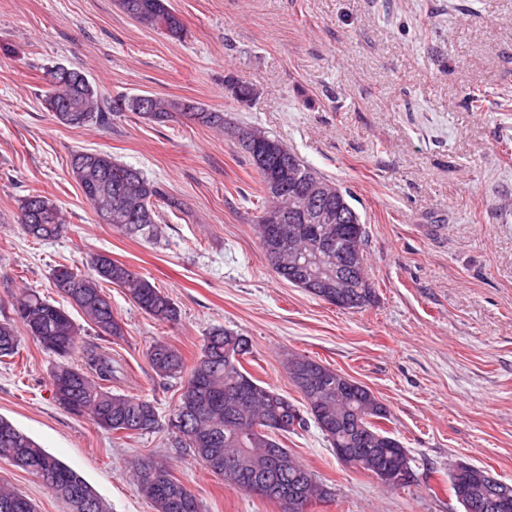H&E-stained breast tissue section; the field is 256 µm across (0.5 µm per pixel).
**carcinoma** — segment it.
<instances>
[{"label":"carcinoma","mask_w":512,"mask_h":512,"mask_svg":"<svg viewBox=\"0 0 512 512\" xmlns=\"http://www.w3.org/2000/svg\"><path fill=\"white\" fill-rule=\"evenodd\" d=\"M123 12L142 27L160 33L171 41H183L188 29L171 0H118ZM224 87L236 102L254 101L257 91L253 84L229 74ZM139 95H118L112 100L98 97L86 75L73 69L66 80L49 85L42 94L46 111L60 124L81 128L96 124L108 126L112 117L136 111ZM153 111L147 119L164 124L181 115L189 121L219 131L225 130L224 113L206 110L187 100L149 97ZM241 127L279 146L271 160L286 167L294 179H307L324 185L327 194L323 204L339 207L345 217V230L353 246L365 253L367 231L359 213L350 203V192L341 189L311 164L306 162L282 140L251 124ZM250 164L258 174L262 205L256 216L259 240H264L262 219L270 210L291 213L301 206V199L292 187L285 186L279 195L266 192L268 173L255 165L252 152L242 146ZM72 177L85 200L102 224L129 237L154 236L161 221L159 203L167 201L160 184L141 170L118 163L112 156L99 152H78L70 161ZM17 223L24 233L35 240L57 237L65 228L66 219L57 201L40 193L29 194L18 201ZM329 231L324 224H308L296 245L307 251H316L325 244ZM268 262H276L277 276L303 288L307 278L289 265L288 251L277 258L270 257L266 244H261ZM92 273L85 274L71 266L53 269L52 279L68 301L76 306L94 327L95 333L114 341L124 339L126 329L112 312V301L104 293L102 284L109 283L123 289L128 299L142 312L161 323H175L180 311L173 299L162 289L121 262L104 253L89 256ZM343 310L362 312L376 303V290L367 271L353 277L351 287L341 289ZM21 325L43 349L54 354L58 362L53 372V391L56 403L71 414L89 416L94 423L112 433L128 435L153 431L158 425V413L148 400L112 389L123 375L121 365L112 359V352L96 343H81L79 326L70 313L35 292L22 291L13 298L12 316L0 322V358L16 354L21 336L16 325ZM246 358L252 354L248 337L241 333L212 328L205 336L201 352L191 369L177 349L157 341L147 350L151 369L159 378H179L188 373L178 405L170 419L188 420L189 432H176L182 448L207 468L211 458L220 457L242 448L248 449L249 466L224 481L248 494L261 488L263 498L280 501L288 495L310 503L331 496L326 485L283 444L281 437L308 426V420L320 424L330 418L339 429L323 433L330 447L350 448L356 456L351 467L379 476V471L412 459L402 443L379 426L389 420L385 405L372 411L374 393L353 380L351 385L336 384V377L325 379L322 387L306 390L299 380L310 372H331V368L302 355H295L298 375L292 383L302 397L296 404L271 387L258 383L242 362L235 359V351ZM80 355L81 363H73ZM360 423L381 438L373 448H361L352 443L351 432ZM0 459L33 474L50 492L63 499L69 512H109L101 497L83 477L0 416ZM451 489L457 500H469L475 512H512V492L509 497L497 495L506 485L488 471L460 463L450 475ZM134 480L140 492L151 501L156 512H201L196 496L175 479L165 464L156 465L152 474H146L145 463L134 469ZM0 512H36L34 502L23 493L0 485Z\"/></svg>","instance_id":"1"}]
</instances>
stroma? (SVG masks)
<instances>
[{
	"label": "stroma",
	"instance_id": "1",
	"mask_svg": "<svg viewBox=\"0 0 512 512\" xmlns=\"http://www.w3.org/2000/svg\"><path fill=\"white\" fill-rule=\"evenodd\" d=\"M188 27L174 42L116 0H0V320L28 289L55 303L54 267L105 253L163 289L176 323L146 315L105 285L127 333L112 343L127 393L151 401L159 425L128 436L99 428L53 398L54 357L31 338L0 360V416L75 468L111 512H155L132 470L164 461L203 512H280L224 483L167 426L183 382L152 371L162 340L186 364L206 332L248 336V370L292 400L285 367L301 354L367 386L391 412L415 479L388 488L341 464L316 424L285 446L332 496L311 512H464L451 465L512 483V0H171ZM83 71L99 96L180 98L264 128L343 189L367 227L377 301L363 312L329 305L280 280L260 247L258 176L224 134L177 116L133 113L110 127L70 128L41 105L45 72ZM234 73L258 98L241 106ZM480 88L508 102L483 112ZM104 152L162 183L158 236L131 238L97 223L71 177L74 153ZM53 197L67 224L36 241L17 201ZM0 484L37 512H68L32 474L0 460ZM224 87L233 96L232 99L237 103H241L244 100L253 102L256 99L257 91L253 84L242 80L240 76L229 74L224 77Z\"/></svg>",
	"mask_w": 512,
	"mask_h": 512
}]
</instances>
